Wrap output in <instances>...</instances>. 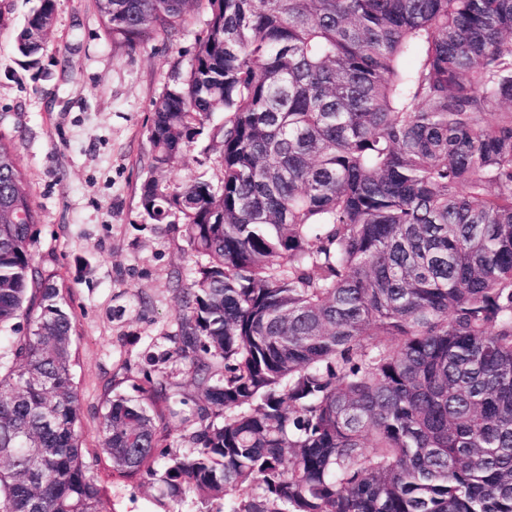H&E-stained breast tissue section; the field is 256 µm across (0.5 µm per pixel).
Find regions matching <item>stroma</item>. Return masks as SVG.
<instances>
[{"label":"stroma","mask_w":512,"mask_h":512,"mask_svg":"<svg viewBox=\"0 0 512 512\" xmlns=\"http://www.w3.org/2000/svg\"><path fill=\"white\" fill-rule=\"evenodd\" d=\"M35 0H0V139L26 173L43 220L32 232L44 278L67 292L74 317L73 376L79 393L84 448L102 444L100 416L110 393L136 396L144 378L162 377L184 418L169 424V454L186 456L181 435L197 389L175 354L181 304L175 276L191 279L201 259L180 224L155 225L140 206L150 175L153 101L187 72L206 28L204 0L180 32L156 35L136 48L103 33L94 0H56L55 20L38 65L13 45ZM211 128L166 174L171 185L217 181L207 147ZM94 474L113 512H196L193 498L163 496L144 474H113L99 456Z\"/></svg>","instance_id":"stroma-1"}]
</instances>
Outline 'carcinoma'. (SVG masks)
<instances>
[{"instance_id": "cac0c4a2", "label": "carcinoma", "mask_w": 512, "mask_h": 512, "mask_svg": "<svg viewBox=\"0 0 512 512\" xmlns=\"http://www.w3.org/2000/svg\"><path fill=\"white\" fill-rule=\"evenodd\" d=\"M197 2L95 7L134 48ZM205 2L189 71L152 103L140 188L205 257L175 288L193 452L155 468L181 410L156 409L148 378L102 414L112 472L198 512H512V0ZM54 12L38 0L21 56ZM218 112V184L170 187ZM40 222L0 139V512H111Z\"/></svg>"}]
</instances>
